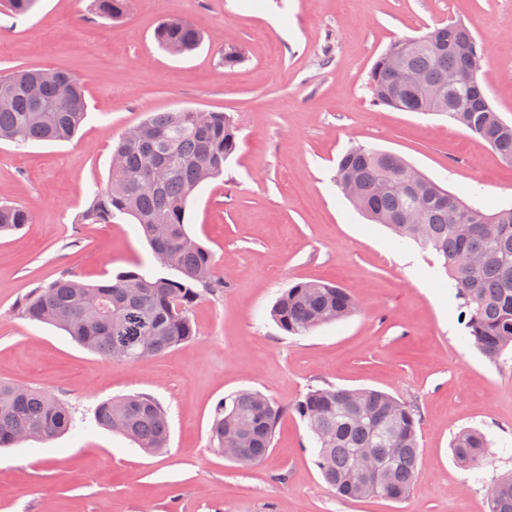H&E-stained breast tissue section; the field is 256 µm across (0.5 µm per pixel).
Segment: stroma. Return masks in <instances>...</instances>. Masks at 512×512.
Here are the masks:
<instances>
[{
	"instance_id": "obj_1",
	"label": "stroma",
	"mask_w": 512,
	"mask_h": 512,
	"mask_svg": "<svg viewBox=\"0 0 512 512\" xmlns=\"http://www.w3.org/2000/svg\"><path fill=\"white\" fill-rule=\"evenodd\" d=\"M168 18L202 33L195 52L157 45ZM450 22L473 31L486 96L512 123V0H129L116 20L101 19L95 0H38L19 17L0 6V72L74 73L88 110L72 140L0 141V203L33 215L0 235V379L52 390L77 421L50 441L0 449V512H486L489 486L512 472V352L493 363L465 344L436 255L372 223L334 183L339 157L363 144L400 155L465 202L512 205V165L486 143L445 116L371 101L369 72L390 43ZM230 46L244 55L231 69L219 64ZM178 109L227 113L239 136L223 176L186 212L226 283L194 305L195 338L131 364L25 319L19 304L38 284L63 275L105 284L154 266L131 217L92 224L83 214L109 179L118 138ZM298 281L338 284L359 310L286 335L270 309ZM326 385L415 407L421 466L406 499L338 497L292 412L259 464L210 448L224 397L253 389L289 406ZM133 393L166 409L167 448L146 452L94 423L98 403ZM465 427L496 442L476 474L450 450Z\"/></svg>"
}]
</instances>
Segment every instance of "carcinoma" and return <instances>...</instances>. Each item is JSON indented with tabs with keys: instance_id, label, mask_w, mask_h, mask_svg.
<instances>
[{
	"instance_id": "obj_1",
	"label": "carcinoma",
	"mask_w": 512,
	"mask_h": 512,
	"mask_svg": "<svg viewBox=\"0 0 512 512\" xmlns=\"http://www.w3.org/2000/svg\"><path fill=\"white\" fill-rule=\"evenodd\" d=\"M107 19L124 15L128 0H97ZM157 42L174 54H190L202 34L182 19H164ZM480 67L477 41L455 22L416 38L393 42L369 75L372 102L403 112H436L487 143L512 164V124L489 105L482 85L448 86V76ZM0 141L18 148L67 141L87 118L82 80L66 71L21 70L0 76ZM121 135L106 185L97 188L84 219L99 224L116 213L132 217L149 241L157 269L128 271L103 285L63 275L31 290L20 305L24 318L58 327L94 353L135 363L157 357L196 336L191 308L224 289L212 254L184 244L190 197L224 174L238 149L237 127L224 112L182 109L154 112ZM336 186L373 223L400 241L429 248L443 261L456 290L463 340L488 360L512 349V207L488 212L467 204L427 178L399 155L357 145L340 158ZM32 222L22 206L0 204V232ZM353 294L333 284H292L276 300L272 317L288 335L354 314ZM316 443L315 463L325 482L346 500L405 499L421 462L417 410L373 389L313 388L290 408ZM264 394L244 389L220 401L213 413L209 446L222 453L234 443L246 450L241 464L262 461L281 418L290 410ZM95 422L139 447L167 446V412L154 397L133 394L99 403ZM68 402L44 387L0 381V448L31 435L50 440L71 429ZM491 441L463 429L452 441L457 463L470 471L484 465ZM487 512H512V475L488 489Z\"/></svg>"
}]
</instances>
